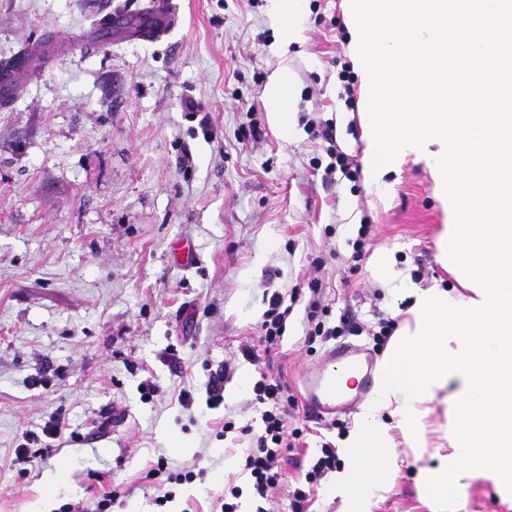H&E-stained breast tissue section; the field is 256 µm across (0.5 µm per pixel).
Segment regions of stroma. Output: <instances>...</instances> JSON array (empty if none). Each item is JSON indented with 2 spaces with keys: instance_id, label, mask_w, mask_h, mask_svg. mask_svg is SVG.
Returning <instances> with one entry per match:
<instances>
[{
  "instance_id": "1",
  "label": "stroma",
  "mask_w": 512,
  "mask_h": 512,
  "mask_svg": "<svg viewBox=\"0 0 512 512\" xmlns=\"http://www.w3.org/2000/svg\"><path fill=\"white\" fill-rule=\"evenodd\" d=\"M143 5L0 0V60L48 30L77 42L0 107V512H57L93 473L96 493L113 495L111 512H218L232 486L238 512H259L244 471L251 440L222 426L263 429L251 402L259 375L241 348L258 344L270 296L319 279L327 323L359 326L356 341L370 348L378 320L408 307L376 267L378 252L390 251L410 287L450 281L435 247L445 214L424 163L389 175L386 198L364 183L344 0H304L290 43L271 0H178V25L157 42L97 30L106 12L136 17ZM280 69L295 89L285 136L264 106ZM249 127L259 140L243 139ZM179 244L192 248L189 265L175 258ZM307 329L300 302L270 353L296 400L289 421L305 431L276 510L291 512L293 491L308 488L312 512H341L335 472L314 486L305 476L358 414H308L301 375L338 339L311 343ZM227 359L224 402L209 407V375ZM148 378L157 390L146 397ZM105 409L115 418L101 432ZM53 418L69 434L18 474L25 431ZM160 458L193 479L145 480ZM396 462L375 512H424L414 476L429 456L400 447Z\"/></svg>"
}]
</instances>
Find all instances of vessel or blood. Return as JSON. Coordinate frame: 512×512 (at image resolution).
Returning <instances> with one entry per match:
<instances>
[{
  "instance_id": "vessel-or-blood-1",
  "label": "vessel or blood",
  "mask_w": 512,
  "mask_h": 512,
  "mask_svg": "<svg viewBox=\"0 0 512 512\" xmlns=\"http://www.w3.org/2000/svg\"><path fill=\"white\" fill-rule=\"evenodd\" d=\"M175 0H151L150 12L143 25L133 30V38L157 41L167 35L178 23ZM374 360L362 345L345 343L331 349L323 364L304 379L311 413L330 416L341 408H355L370 391L373 383ZM353 372L350 391L338 385L341 373Z\"/></svg>"
}]
</instances>
